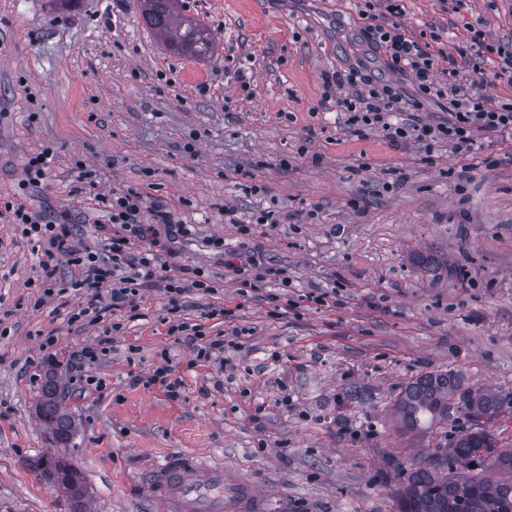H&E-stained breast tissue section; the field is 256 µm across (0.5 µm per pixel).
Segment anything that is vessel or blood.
Here are the masks:
<instances>
[{
    "label": "vessel or blood",
    "mask_w": 512,
    "mask_h": 512,
    "mask_svg": "<svg viewBox=\"0 0 512 512\" xmlns=\"http://www.w3.org/2000/svg\"><path fill=\"white\" fill-rule=\"evenodd\" d=\"M145 480L149 512H258L260 506L247 473L193 453L167 458Z\"/></svg>",
    "instance_id": "obj_1"
}]
</instances>
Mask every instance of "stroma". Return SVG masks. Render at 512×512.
Instances as JSON below:
<instances>
[{
  "mask_svg": "<svg viewBox=\"0 0 512 512\" xmlns=\"http://www.w3.org/2000/svg\"><path fill=\"white\" fill-rule=\"evenodd\" d=\"M179 3L210 29L213 56L169 49L137 0H0V512H70L36 468L60 454L85 479V512H147L145 475L180 452L248 472L264 512H395L403 468L466 421L407 434L393 397L449 368L512 389V136L463 157L445 143L396 151L383 133H346L322 98L323 73L360 61L406 96L415 89L367 50L356 0ZM404 7L411 36L438 33L448 53L470 24L512 41V0H466L458 14L442 0ZM47 147L46 177L21 193L27 157ZM490 155L501 164L486 166ZM129 188L146 190L147 209L198 226L190 241L158 229V250L171 269L200 266L218 282L216 295H190L184 314L223 305L227 316L204 327L226 346L215 363L191 365L156 287L96 367L106 389L81 390L72 354L102 327L70 322L84 296L63 256L60 294L37 304L39 257L4 205L67 214L71 242L96 251L103 198ZM228 206L244 221L269 207L280 221L243 239L224 221ZM212 236L224 252L206 246ZM235 253L286 268L290 287L275 300L241 296L227 266ZM419 254L433 265L419 267ZM331 290L335 303L307 299ZM47 336L56 343L45 349ZM163 349L183 381L175 399L134 381ZM50 370L71 392L76 433L64 448L36 412Z\"/></svg>",
  "mask_w": 512,
  "mask_h": 512,
  "instance_id": "1",
  "label": "stroma"
}]
</instances>
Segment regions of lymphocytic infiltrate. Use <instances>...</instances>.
<instances>
[{
  "instance_id": "obj_1",
  "label": "lymphocytic infiltrate",
  "mask_w": 512,
  "mask_h": 512,
  "mask_svg": "<svg viewBox=\"0 0 512 512\" xmlns=\"http://www.w3.org/2000/svg\"><path fill=\"white\" fill-rule=\"evenodd\" d=\"M403 13V0H384L383 13L377 15L363 9L359 16L365 22L363 33L373 51L383 56L394 70L412 74L418 96L408 98L396 85L374 80L356 67L325 74L324 90L344 86L352 89L351 95L336 101L344 114L347 131L357 137L371 131L383 132L397 149L414 141L429 151L445 141L463 156L472 152L477 138L512 135V99L503 101L474 94L459 79L461 64L471 65L474 75L481 76L485 73L484 62L489 61L493 64L494 80L512 85V47L488 40L485 31L474 28L466 46L459 48L457 57L447 58L448 66L441 70L437 64L440 58H445L443 51L412 39L400 22ZM425 100L446 102L447 119L433 124L425 122L419 114ZM104 208L108 225L103 229L104 250L99 253L71 244L67 225L49 220L24 204L13 206V223L47 258L37 283L41 297L56 292L55 270L49 260L58 254L66 256L71 268V287L89 292L85 306L71 315L75 322L99 321L100 300L105 296L113 310L125 312L127 320L139 319L137 297L149 288L163 285L170 332L184 336L195 362H211L215 353L223 351V340L207 336L201 324L184 321L182 313L187 295L196 291L214 295L218 286L200 267H187L180 274H172L169 264L149 246L156 224L168 225L172 233L181 237L191 235V228L161 209L154 212V224H147L143 219L144 197L133 189L113 194L105 200ZM235 271L239 293L244 297L270 282L282 288L288 285L283 270L261 265L250 257L236 265ZM121 328V323H112L111 334L81 349L73 368L75 381L96 391L105 388L104 377L91 372L90 367L111 355V335Z\"/></svg>"
}]
</instances>
